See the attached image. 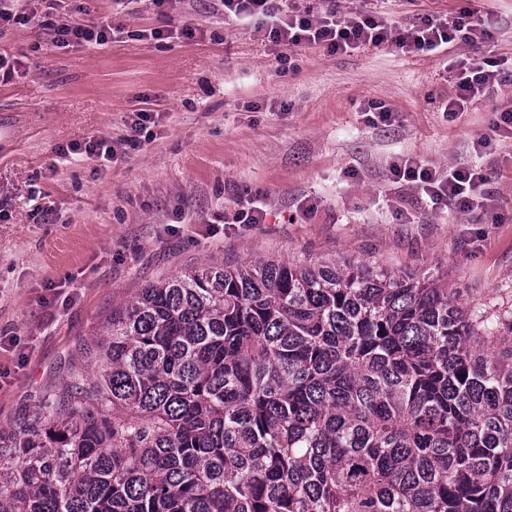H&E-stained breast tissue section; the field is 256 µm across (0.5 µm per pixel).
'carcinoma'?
I'll return each instance as SVG.
<instances>
[{
    "instance_id": "cac0c4a2",
    "label": "carcinoma",
    "mask_w": 512,
    "mask_h": 512,
    "mask_svg": "<svg viewBox=\"0 0 512 512\" xmlns=\"http://www.w3.org/2000/svg\"><path fill=\"white\" fill-rule=\"evenodd\" d=\"M440 280L250 260L146 285L0 430V512H512V357Z\"/></svg>"
}]
</instances>
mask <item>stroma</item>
Instances as JSON below:
<instances>
[{
	"label": "stroma",
	"mask_w": 512,
	"mask_h": 512,
	"mask_svg": "<svg viewBox=\"0 0 512 512\" xmlns=\"http://www.w3.org/2000/svg\"><path fill=\"white\" fill-rule=\"evenodd\" d=\"M339 14L396 25L477 9L491 39L413 56L395 46L290 53L219 0H16L49 23L0 28L19 61L0 84V429L70 381L113 309L145 285L246 260H358L457 289L483 335L512 348V139L493 124L512 83L443 114L456 55L512 54V0H335ZM111 26L105 45H57L54 25ZM191 28L193 38L180 37ZM172 30L157 40L154 29ZM374 101L390 118L364 111ZM148 111L139 122V111ZM91 139L132 140L115 161L60 154ZM480 167L494 216L431 207L390 166ZM260 196L268 216L237 224Z\"/></svg>",
	"instance_id": "stroma-1"
}]
</instances>
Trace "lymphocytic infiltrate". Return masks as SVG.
Segmentation results:
<instances>
[{"instance_id":"lymphocytic-infiltrate-1","label":"lymphocytic infiltrate","mask_w":512,"mask_h":512,"mask_svg":"<svg viewBox=\"0 0 512 512\" xmlns=\"http://www.w3.org/2000/svg\"><path fill=\"white\" fill-rule=\"evenodd\" d=\"M228 20L256 21L266 38L291 51L319 46L328 54H351L394 45L411 54L439 52L455 42L478 44L490 38V26L473 17L471 10L455 16L427 18L396 28L372 11L339 15L334 6L302 8L285 0H220ZM452 91L441 105L442 112L455 115L467 111L471 102L494 88L512 82V56L498 58L460 56L452 60ZM397 180L417 185L432 205L447 203L459 212L487 215L498 207L488 179L475 167H449L442 172L412 157L394 165Z\"/></svg>"}]
</instances>
